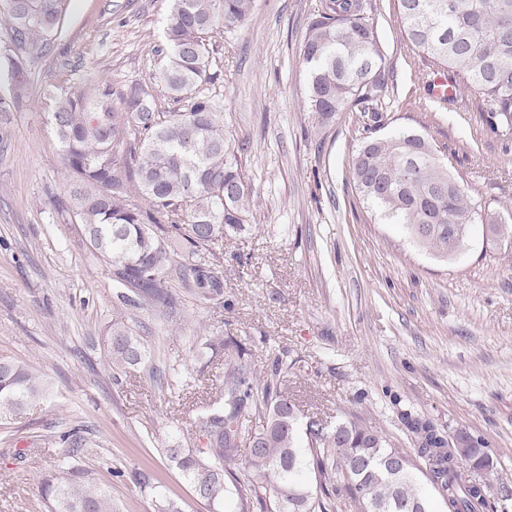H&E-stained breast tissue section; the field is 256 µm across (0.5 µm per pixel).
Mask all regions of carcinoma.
<instances>
[{"label": "carcinoma", "mask_w": 512, "mask_h": 512, "mask_svg": "<svg viewBox=\"0 0 512 512\" xmlns=\"http://www.w3.org/2000/svg\"><path fill=\"white\" fill-rule=\"evenodd\" d=\"M66 2L0 0L12 85L10 98L0 97V112L29 106L27 54L66 36ZM169 2L163 64L152 80L180 104L178 111H156L152 84L117 95L108 84L80 83L50 97V123L71 186L70 197L53 206L72 210L112 280L131 291L117 294L123 307L171 321L182 306L176 281L201 301L223 297L224 254L216 248L250 223L253 190L237 155L244 144L232 147L216 100L200 86L212 79L214 32L245 27L257 0ZM397 10L403 36L456 90L447 102L485 113L490 131L511 140L512 0H397ZM378 11L377 0H318L302 45L306 108L317 118L357 112L366 131L388 123L383 95L394 69L380 44ZM350 175L363 201L439 257L456 255L476 224L493 240H512V225L474 199L419 132L365 140ZM106 343L112 380L141 366L159 373L141 325L126 312H113ZM206 348L224 358L217 405L194 422L206 446L164 452L211 512H337L342 491L360 512H434L426 483L447 512H498V501L512 496L503 482L474 485L472 471L494 470L483 442L461 452L428 421L409 422L423 469L357 417L332 427L312 422L303 442L298 409L284 390L295 365L286 353L273 355L259 373L249 348L220 327L209 332ZM49 395L28 365L0 358V422ZM52 440L64 457L36 485L44 512H115L112 490L82 465L81 428ZM393 453L406 462L396 472L387 468Z\"/></svg>", "instance_id": "cac0c4a2"}]
</instances>
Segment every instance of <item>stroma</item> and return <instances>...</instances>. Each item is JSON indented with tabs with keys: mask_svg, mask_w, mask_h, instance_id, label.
<instances>
[{
	"mask_svg": "<svg viewBox=\"0 0 512 512\" xmlns=\"http://www.w3.org/2000/svg\"><path fill=\"white\" fill-rule=\"evenodd\" d=\"M378 3L396 72L389 131L424 133L470 194L512 225V166L502 163L512 140L430 97L395 0ZM315 6L259 0L244 28L211 41L208 89L231 142L246 145L253 217L224 242L225 306L187 291L178 322L136 313L157 358L191 371V384L174 389L144 369L116 382L106 367L118 287L74 215L52 207L69 186L47 118L52 87L104 81L119 93L147 82L169 0H70L65 41L29 59L28 108L0 112V358L26 363L53 396L0 426V512H42L35 487L61 459L50 437L64 424L88 426L83 464L116 488L119 512H155L158 491L181 512H210L165 451L205 445L190 424L214 401L223 368L202 343L226 322L256 366L283 351L294 360L286 390L300 427L354 414L412 456L408 418L462 428L487 439L494 476L512 487V243L477 228L443 260L359 199L355 113L322 124L305 108L301 48Z\"/></svg>",
	"mask_w": 512,
	"mask_h": 512,
	"instance_id": "obj_1",
	"label": "stroma"
}]
</instances>
